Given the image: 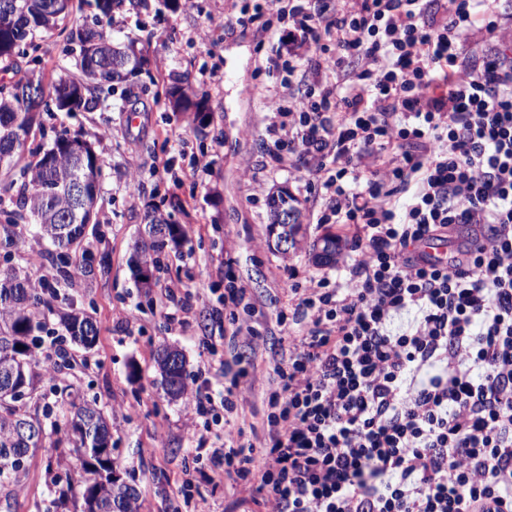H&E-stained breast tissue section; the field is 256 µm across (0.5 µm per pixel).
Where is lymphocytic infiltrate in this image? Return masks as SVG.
Returning a JSON list of instances; mask_svg holds the SVG:
<instances>
[{"mask_svg":"<svg viewBox=\"0 0 512 512\" xmlns=\"http://www.w3.org/2000/svg\"><path fill=\"white\" fill-rule=\"evenodd\" d=\"M288 78L273 168L297 161L343 275L288 283L262 447L193 387L190 454L258 512H512V10L504 0H269Z\"/></svg>","mask_w":512,"mask_h":512,"instance_id":"obj_1","label":"lymphocytic infiltrate"}]
</instances>
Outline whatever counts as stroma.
Returning <instances> with one entry per match:
<instances>
[{
	"instance_id": "35a3bbf8",
	"label": "stroma",
	"mask_w": 512,
	"mask_h": 512,
	"mask_svg": "<svg viewBox=\"0 0 512 512\" xmlns=\"http://www.w3.org/2000/svg\"><path fill=\"white\" fill-rule=\"evenodd\" d=\"M263 0H165L145 5L123 4L112 18L102 17L96 0H73L70 23L101 24L119 41L150 43L149 74L133 78L104 99L96 111L44 114V134L30 150L48 147L61 130L79 131L93 139L103 160L100 220L110 271L92 286H78L69 297L76 307L89 308L99 333L93 348L68 344L75 370L56 380H43V389L72 386L81 397L96 401L110 417L114 455L124 479L140 492V512H254L247 494L230 483L193 482L184 486L187 404L169 401L157 384L156 357L172 346L186 358L189 379L207 375L214 391L228 380L211 369L213 357L228 360L237 346L224 340L228 323L214 314L227 278L244 285L251 312H240L262 333V360L252 391L244 392L239 417L260 423L261 394L272 383L275 361L287 349L286 330L277 323L290 300L283 281L296 272L298 282L320 272L335 276V266L319 267L307 251L281 256L269 245L267 200L285 189L302 202L308 239L342 235L339 224L318 223L320 202L306 186L302 172L271 169L265 140V102L279 91L282 73L268 71V55H287L278 42L288 21L265 11ZM244 10L246 20L226 25L232 9ZM41 69L47 78L76 74L75 56L56 32L41 35ZM216 70L225 79L203 82V73ZM207 94V116L175 112L162 89L173 78ZM167 166L153 176V162ZM158 203L173 223L191 238L181 258L152 296L134 286L129 268L132 245L144 228L149 203ZM205 293L208 307L197 308L186 328L167 323L185 289ZM59 455L45 445L30 459L26 473L11 492L0 491V512H46L51 498L48 462Z\"/></svg>"
}]
</instances>
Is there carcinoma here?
<instances>
[{"label":"carcinoma","mask_w":512,"mask_h":512,"mask_svg":"<svg viewBox=\"0 0 512 512\" xmlns=\"http://www.w3.org/2000/svg\"><path fill=\"white\" fill-rule=\"evenodd\" d=\"M71 10V0H0V63L11 69L17 57L37 52V34L61 29L71 50L77 53L78 78L59 77L45 81L43 73L25 71L22 81L0 85V249L11 247L22 231L29 232L49 248L36 261L47 262L43 287L37 288L20 268H0V489L19 482L30 456L58 431L46 423L52 407L40 383L53 368H60L58 353L51 362L39 359L51 311L46 296H66L75 280L91 281L106 269L105 261L94 265L91 240H101L98 201L103 161L94 144L80 132L60 131L47 149L27 152L29 140L42 129L44 112H74L97 109L101 96L115 84L151 65L148 49L134 43H116L95 25L66 29L62 24ZM167 99L175 112H202L205 96L181 83L171 84ZM300 201L287 191L268 198V227L283 223L287 212ZM147 231L133 249L136 288L149 294L158 286L156 273L164 269L167 248L176 251L188 243L186 232L172 223L156 206L146 211ZM321 248L318 260L336 261L341 241L326 235L309 243ZM59 323L72 339L86 347L96 341L98 328L85 311L70 308L57 312ZM160 386L167 398L187 397L186 360L172 347L162 348L156 358ZM61 400L69 444L65 477L54 475L52 484L66 482L82 500V512H140L135 486L115 480L117 468L112 426L96 403L71 399L66 386Z\"/></svg>","instance_id":"1"}]
</instances>
